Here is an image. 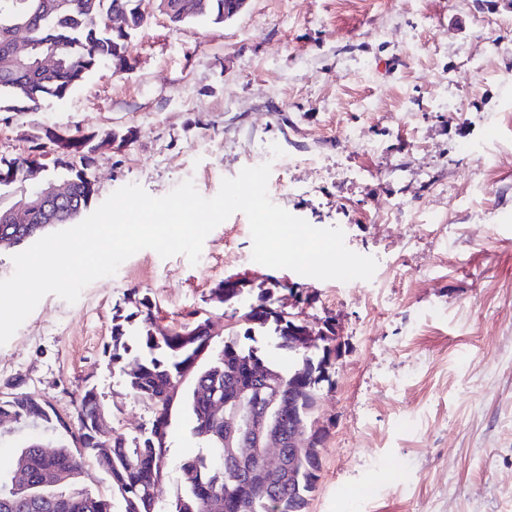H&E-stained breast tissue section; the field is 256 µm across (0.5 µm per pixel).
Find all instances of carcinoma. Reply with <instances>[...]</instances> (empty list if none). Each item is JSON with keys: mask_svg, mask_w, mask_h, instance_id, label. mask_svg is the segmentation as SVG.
<instances>
[{"mask_svg": "<svg viewBox=\"0 0 512 512\" xmlns=\"http://www.w3.org/2000/svg\"><path fill=\"white\" fill-rule=\"evenodd\" d=\"M141 3L142 0H0V51L23 21L33 45L30 70L13 73L0 66V112H37L47 100L65 98L103 60L111 61L117 70L128 67L126 35L112 29L110 19L112 13L121 11L127 14L133 29L141 28L146 22ZM225 3L226 0H208L203 10L199 0H157L156 7L171 24L180 26L194 21L224 22ZM48 54L56 56L59 63L45 74L34 64ZM53 133L54 127L43 126L30 135L27 156L8 162L0 159V187L13 186L19 195H24L29 157L41 153L44 142L52 140ZM96 138L97 134L76 127L65 130V136L56 144L64 162L53 168L64 171L59 180L69 184L83 209L95 194L90 169ZM252 290L243 280H224L211 289V294L233 307ZM250 306L253 323L246 327L244 335L271 328L275 348L293 353L288 368H282L256 348L243 346L235 338L220 346L207 343L209 318L198 310L188 313L187 319L167 332L161 330L157 307L146 296L140 299V308L126 315L113 314L108 361L125 375L129 392L154 407L151 427L132 438L120 435L110 442L111 494L106 497L92 492L82 482L85 462L91 454L79 452L74 440L90 436L102 405L100 396L81 391L71 426L65 428L69 440L59 442L54 454L47 457L40 451L44 446L42 439L31 437L17 456V468L29 476L34 506L23 510L14 507L12 500L18 492L13 490L11 479L0 476V512H157L154 474L168 467L169 447L165 439L154 441L152 446L149 441L159 431L168 433V394L180 386L189 369L193 376L187 396L193 418L191 431L202 443V452L180 465L184 488L165 512H308L322 469L319 452L313 447L285 448L283 452H292L294 470L284 468L267 476L266 487H247L224 465L230 452L224 443V416L211 414L209 404L249 386V367L260 366L273 376L282 393L294 390L291 408L296 417L309 424L317 421L322 384L330 382L329 358L336 359L341 354L336 328H326L328 351L319 352L314 360L303 352H295L294 343L305 333L307 325L282 317L268 289L259 288ZM135 323L139 330L134 354L129 337L130 327ZM206 343L208 351L200 359L198 353ZM14 393L12 405L18 428L41 424L48 430L56 429L52 410L38 411L27 405L28 391L21 386ZM116 503L121 510H114Z\"/></svg>", "mask_w": 512, "mask_h": 512, "instance_id": "1", "label": "carcinoma"}]
</instances>
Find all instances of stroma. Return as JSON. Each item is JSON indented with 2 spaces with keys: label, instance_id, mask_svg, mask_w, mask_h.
Here are the masks:
<instances>
[{
  "label": "stroma",
  "instance_id": "obj_1",
  "mask_svg": "<svg viewBox=\"0 0 512 512\" xmlns=\"http://www.w3.org/2000/svg\"><path fill=\"white\" fill-rule=\"evenodd\" d=\"M127 52L128 71L105 63L40 111L0 112V158L26 156L45 125L136 131L97 153V207L129 184L161 197L189 179L213 197L276 143L294 162L272 163V201L341 228L376 259L383 295L366 306L349 282L331 303L333 281L225 263L252 248L237 212L197 264L143 250L76 303L45 296L0 345V388L25 381L68 414L94 385L115 433L136 435L153 408L104 354L129 295L156 302L161 324L199 310L234 331L212 288L271 276L308 291L303 320L335 319L344 343L322 390L332 426L308 512H512V165L482 190L461 150H512V127L489 122L512 112V0H250L232 21L179 28L154 10ZM168 442L162 508L201 450L183 403Z\"/></svg>",
  "mask_w": 512,
  "mask_h": 512
}]
</instances>
